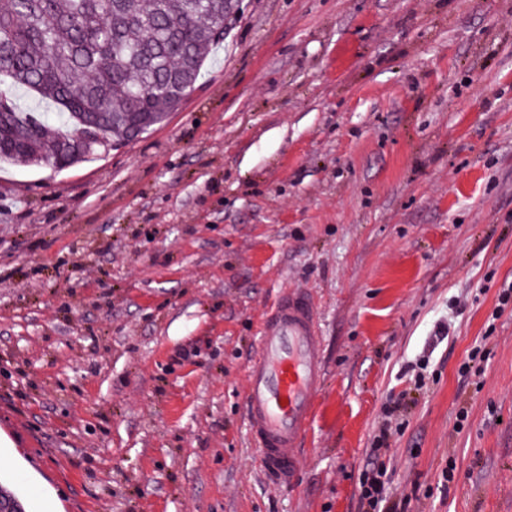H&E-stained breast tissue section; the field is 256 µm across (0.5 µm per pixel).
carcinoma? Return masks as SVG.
<instances>
[{
  "instance_id": "obj_1",
  "label": "carcinoma",
  "mask_w": 512,
  "mask_h": 512,
  "mask_svg": "<svg viewBox=\"0 0 512 512\" xmlns=\"http://www.w3.org/2000/svg\"><path fill=\"white\" fill-rule=\"evenodd\" d=\"M234 0H0V77L48 100L23 111L0 94V161H88L160 123L196 88L224 42Z\"/></svg>"
}]
</instances>
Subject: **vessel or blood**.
I'll use <instances>...</instances> for the list:
<instances>
[{"instance_id":"1","label":"vessel or blood","mask_w":512,"mask_h":512,"mask_svg":"<svg viewBox=\"0 0 512 512\" xmlns=\"http://www.w3.org/2000/svg\"><path fill=\"white\" fill-rule=\"evenodd\" d=\"M322 371L312 299L306 292L284 293L262 324L245 393L247 419L260 450L261 466L281 485L294 482L292 451L305 440Z\"/></svg>"}]
</instances>
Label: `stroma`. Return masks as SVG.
<instances>
[{
    "label": "stroma",
    "mask_w": 512,
    "mask_h": 512,
    "mask_svg": "<svg viewBox=\"0 0 512 512\" xmlns=\"http://www.w3.org/2000/svg\"><path fill=\"white\" fill-rule=\"evenodd\" d=\"M238 3L162 124L0 166V488L25 512H358L376 464L408 512H512V0ZM290 290L324 376L285 487L244 394Z\"/></svg>",
    "instance_id": "stroma-1"
}]
</instances>
